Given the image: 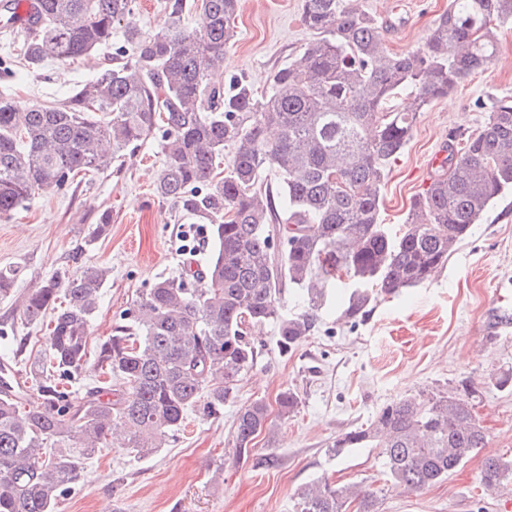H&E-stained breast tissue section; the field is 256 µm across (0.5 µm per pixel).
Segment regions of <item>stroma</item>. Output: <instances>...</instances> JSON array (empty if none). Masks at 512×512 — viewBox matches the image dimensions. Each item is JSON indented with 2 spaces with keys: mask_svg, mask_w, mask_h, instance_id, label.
<instances>
[{
  "mask_svg": "<svg viewBox=\"0 0 512 512\" xmlns=\"http://www.w3.org/2000/svg\"><path fill=\"white\" fill-rule=\"evenodd\" d=\"M383 25L387 46L417 45L448 0H361ZM302 0H241L236 36L225 50V77H246L265 92L271 75L294 62L315 40L301 20ZM493 64L476 72L448 97L421 112L413 134L389 167L381 218L403 223L411 198L448 154L450 142L477 133L486 105L512 97V28L499 35ZM111 50L92 61L13 68L0 73V94L20 106L61 102L108 63ZM165 165L159 138L147 140L121 167L77 177L67 191L39 192L27 206L0 218V269H15L13 294L0 296V361L26 365L49 347L45 323L27 324L15 297L57 272L87 265L110 270L90 326L96 351L115 325L129 321L138 296L162 276H178L208 260L210 225L197 251L181 248L191 221L178 202L160 198L157 178ZM106 236L93 238L102 214ZM512 194L487 213L434 277L397 296L371 300L355 323L340 320L338 304L318 313L315 331L288 354L276 347V329H249L255 363L219 414L189 410L164 448L142 456L102 450L84 465L83 478L60 512H292L293 494L312 480L383 485V459L375 448H357L333 459L325 450L337 435L367 424L387 403L422 390L445 389L464 377L482 394L477 416L495 454L512 455V387L495 377L512 369ZM297 393L298 413L279 423L273 439L258 437L250 455L236 458L233 421L254 400L274 403ZM481 457L448 479L419 491L384 490L380 512H505L500 497L480 483Z\"/></svg>",
  "mask_w": 512,
  "mask_h": 512,
  "instance_id": "obj_1",
  "label": "stroma"
}]
</instances>
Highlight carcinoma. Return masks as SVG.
Instances as JSON below:
<instances>
[{
	"mask_svg": "<svg viewBox=\"0 0 512 512\" xmlns=\"http://www.w3.org/2000/svg\"><path fill=\"white\" fill-rule=\"evenodd\" d=\"M42 21L13 51L22 65L88 59L112 44V63L64 101L31 105L0 95V215L39 191H61L80 173H99L161 135L166 156L156 186L163 198L213 227L204 286L161 278L139 296L131 323L99 344L93 367L119 388L72 396L87 365L90 324L108 271L58 272L17 299L23 319L50 316L49 349L30 365L43 405L26 408L24 386L0 378V512H59L85 460L110 447L148 455L179 429L188 410L214 415L254 365L246 328L273 322L286 354L316 327L328 286L355 281L340 317L354 322L374 293L396 294L432 278L489 208L512 191V99L492 103L486 122L463 140L412 200L405 223H382L389 165L409 142L417 116L452 93L497 54L512 0H448L414 49L395 53L360 0H303L302 21L318 35L257 95L232 77L210 80L234 37L239 0H165L146 34L135 0H39ZM189 14L196 25L184 24ZM406 93L402 108L395 104ZM230 164L220 168L224 147ZM277 176V187L267 174ZM300 289L309 310L289 315L282 288ZM467 379L445 390L396 399L367 427L336 437L330 458L378 448L385 483L417 492L485 447ZM282 392L277 417L299 408ZM276 428L266 402L241 408L234 447L249 455ZM489 494L512 483V456L487 457ZM379 491L317 479L298 489L293 512H379Z\"/></svg>",
	"mask_w": 512,
	"mask_h": 512,
	"instance_id": "obj_1",
	"label": "carcinoma"
}]
</instances>
